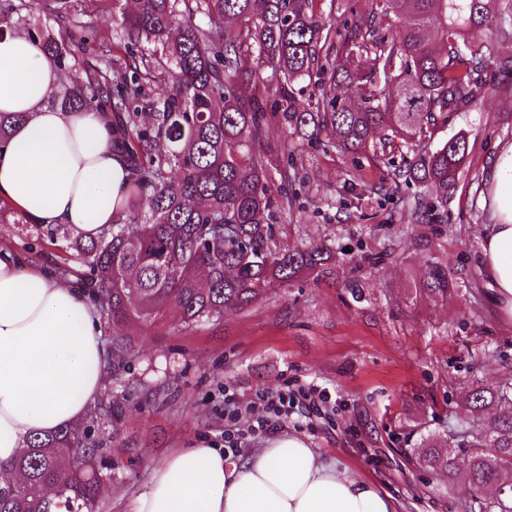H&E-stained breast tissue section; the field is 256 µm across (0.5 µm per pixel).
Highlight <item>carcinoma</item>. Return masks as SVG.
<instances>
[{
    "label": "carcinoma",
    "instance_id": "carcinoma-1",
    "mask_svg": "<svg viewBox=\"0 0 512 512\" xmlns=\"http://www.w3.org/2000/svg\"><path fill=\"white\" fill-rule=\"evenodd\" d=\"M100 0L113 21L110 36L142 46L138 66L155 56L169 67V91L150 122L131 109L126 75L112 80L97 67L65 86L63 109L95 102L112 110L131 179L121 201L126 220L96 239L68 241L87 268L94 307L112 326L174 321L191 326L219 319L258 301L270 286L326 276L336 251L326 244L282 248L271 224L274 209L290 205L284 187L272 194L271 170L288 182L261 143L277 133L283 148L304 143L357 153L383 150L395 140L432 136L448 114L476 106L485 95L488 61L469 40L477 28H495L496 65L512 71V0H378L382 12L350 11L344 33L317 15V0ZM36 8L57 26L50 34L26 28L60 72L76 62L78 0H0V36L11 34L23 12ZM408 16L400 29L380 32L383 13ZM270 70L260 92L243 47ZM372 57L362 68L360 56ZM317 77L322 98L298 87ZM401 85L397 95L393 83ZM354 85L363 105H347ZM19 114L0 112V146ZM384 132L376 145L374 133ZM469 142L454 136L393 171L430 186L448 201ZM456 283L448 264L427 265L419 296L448 300ZM465 405L470 427L449 440L419 435L413 454L448 485L473 492L478 512H512V380L471 385ZM102 443L62 428L30 440L9 468L20 474L0 485V512H94Z\"/></svg>",
    "mask_w": 512,
    "mask_h": 512
}]
</instances>
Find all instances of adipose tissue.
<instances>
[{
    "label": "adipose tissue",
    "mask_w": 512,
    "mask_h": 512,
    "mask_svg": "<svg viewBox=\"0 0 512 512\" xmlns=\"http://www.w3.org/2000/svg\"><path fill=\"white\" fill-rule=\"evenodd\" d=\"M58 70L40 42L0 37V112L21 119L0 148V199L36 224L97 237L122 216L130 174L106 113L48 111ZM488 180L496 220L482 260L502 317L512 322V144ZM87 290L23 254L0 247V463L34 435L78 426L105 383V356ZM130 512H398L373 481L325 461L282 432L249 454L188 448L155 467Z\"/></svg>",
    "instance_id": "1"
}]
</instances>
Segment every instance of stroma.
Listing matches in <instances>:
<instances>
[{"mask_svg": "<svg viewBox=\"0 0 512 512\" xmlns=\"http://www.w3.org/2000/svg\"><path fill=\"white\" fill-rule=\"evenodd\" d=\"M78 22L86 38L71 84L103 53L128 58L124 44L103 40L99 0H80ZM486 89L481 106L451 113L431 139L392 151L409 159L467 137L469 154L431 221L413 219L409 202L419 189L391 178L382 155L296 148L288 165L292 203L278 214L277 241L350 250L335 276L273 286L217 321L129 329L128 353L100 395L119 414L91 431L103 443L97 512H128L153 467L172 452L223 447L230 431L237 454L261 447L263 434L231 419L225 392H234L243 410L268 391L313 387L328 396L321 414L292 415L283 429L375 481L399 512H470L464 486L419 466L410 450L421 433L469 421L463 398L473 382L512 374V323L497 316L480 261L482 229L493 221L487 171L512 142V85L495 77ZM50 232L12 209L0 216V246L38 264L62 253ZM379 252L386 259L376 267L354 263ZM432 259L447 262L459 285L444 303L414 298ZM350 279L365 301L345 290Z\"/></svg>", "mask_w": 512, "mask_h": 512, "instance_id": "1", "label": "stroma"}]
</instances>
